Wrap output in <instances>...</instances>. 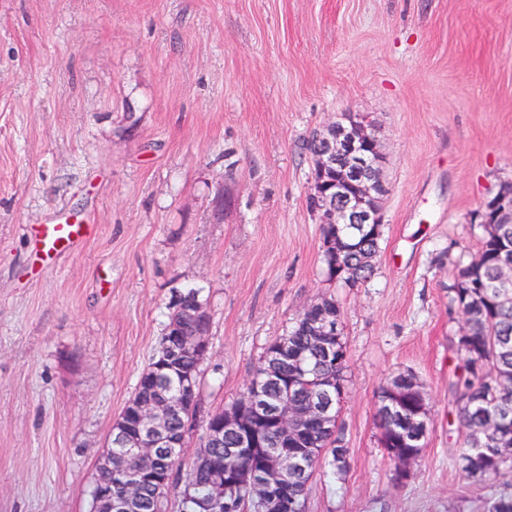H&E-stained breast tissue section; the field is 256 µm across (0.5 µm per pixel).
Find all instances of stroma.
Instances as JSON below:
<instances>
[{
    "label": "stroma",
    "mask_w": 512,
    "mask_h": 512,
    "mask_svg": "<svg viewBox=\"0 0 512 512\" xmlns=\"http://www.w3.org/2000/svg\"><path fill=\"white\" fill-rule=\"evenodd\" d=\"M369 121L385 156L371 278L327 281L307 204L313 132ZM512 183V0H0V512H90L112 426L175 295L210 317L201 412L246 390L265 347L333 295L348 369L343 483L307 512H484L455 463L448 392L482 201ZM90 235L45 256V224ZM423 383L425 450L403 483L377 393Z\"/></svg>",
    "instance_id": "stroma-1"
}]
</instances>
